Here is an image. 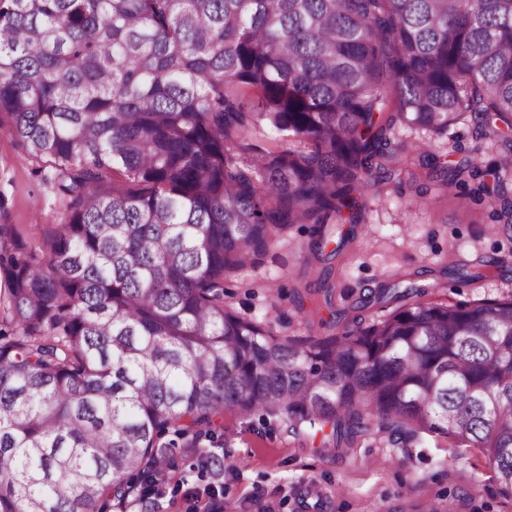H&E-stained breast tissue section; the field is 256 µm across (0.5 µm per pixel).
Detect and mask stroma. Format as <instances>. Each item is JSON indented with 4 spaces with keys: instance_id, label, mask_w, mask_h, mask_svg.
Segmentation results:
<instances>
[{
    "instance_id": "35a3bbf8",
    "label": "stroma",
    "mask_w": 512,
    "mask_h": 512,
    "mask_svg": "<svg viewBox=\"0 0 512 512\" xmlns=\"http://www.w3.org/2000/svg\"><path fill=\"white\" fill-rule=\"evenodd\" d=\"M430 142L438 164L472 162L490 171L503 147L481 138L465 122L447 135L396 123L394 141ZM389 176L364 199L349 236L318 258L307 256L310 227L291 225L279 243L224 282V304L234 313L269 323L281 336L325 339L368 326L395 310L368 301L387 284L424 287L433 303L512 297V231L493 229L488 195L447 187L428 167L397 155ZM49 164L17 146L8 121L0 122V224L16 225L47 259V232L64 221L72 201ZM467 264L474 281L452 274ZM343 313L328 324L324 290ZM220 445L200 440L179 448L163 464L147 497H132L106 512H194L224 500L226 512H512L479 449L452 448L447 438H404L371 428L354 444L326 448L321 435H297L277 416L225 412Z\"/></svg>"
}]
</instances>
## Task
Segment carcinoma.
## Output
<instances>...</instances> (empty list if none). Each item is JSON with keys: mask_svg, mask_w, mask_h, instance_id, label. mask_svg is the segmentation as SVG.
Returning a JSON list of instances; mask_svg holds the SVG:
<instances>
[{"mask_svg": "<svg viewBox=\"0 0 512 512\" xmlns=\"http://www.w3.org/2000/svg\"><path fill=\"white\" fill-rule=\"evenodd\" d=\"M2 114L76 198L44 264L0 224V512H103L226 409L326 448L443 436L512 494V298L391 286L384 319L305 342L224 305L288 226L316 252L359 223L395 122L512 150V0H0ZM445 177L484 191L473 163Z\"/></svg>", "mask_w": 512, "mask_h": 512, "instance_id": "1", "label": "carcinoma"}]
</instances>
